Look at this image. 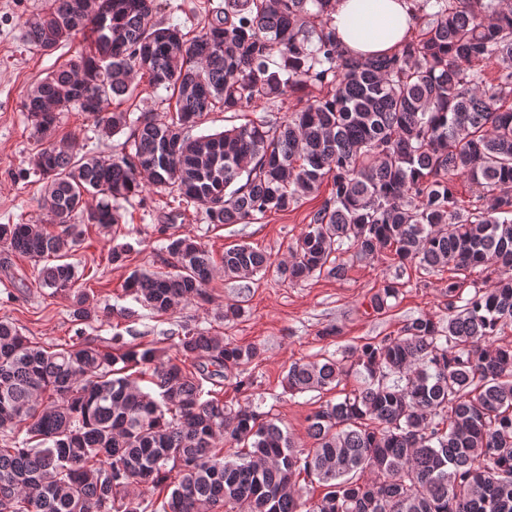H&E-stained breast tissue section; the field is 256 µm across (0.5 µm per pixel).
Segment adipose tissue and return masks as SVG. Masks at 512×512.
Returning <instances> with one entry per match:
<instances>
[{"label": "adipose tissue", "mask_w": 512, "mask_h": 512, "mask_svg": "<svg viewBox=\"0 0 512 512\" xmlns=\"http://www.w3.org/2000/svg\"><path fill=\"white\" fill-rule=\"evenodd\" d=\"M412 14L411 0H333L332 28L345 53L387 54L414 38Z\"/></svg>", "instance_id": "1"}]
</instances>
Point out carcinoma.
Listing matches in <instances>:
<instances>
[{"instance_id": "carcinoma-1", "label": "carcinoma", "mask_w": 512, "mask_h": 512, "mask_svg": "<svg viewBox=\"0 0 512 512\" xmlns=\"http://www.w3.org/2000/svg\"><path fill=\"white\" fill-rule=\"evenodd\" d=\"M84 2L47 0L23 23L44 54L79 33L89 41L25 101L44 207L61 230L0 224V247L44 262L38 284L69 302L73 321L96 316L69 262L76 219L108 229L121 202L150 188L201 204L208 224H247L332 182L276 268L284 281L343 279V248L457 272L491 261L497 277L448 280L445 320L420 316L339 358L291 364L293 394L361 379L308 415V453L278 419L204 388L252 389L244 371L256 346L181 324L174 356L119 334L104 345L79 333L50 350L0 320V512H512V348L493 345L512 324V9L412 0L415 39L361 58L336 43L332 0H224L192 38L156 19L158 0H98L96 16ZM484 63L498 66L497 83ZM142 77L172 92L169 121L109 110ZM313 86L326 94L304 97ZM282 96L301 104L286 120L190 135L217 106L241 112ZM72 107L107 137L129 129L120 158L56 144ZM461 176L479 190L472 211L454 195ZM133 250L115 243L109 260ZM161 251L167 270L129 275L132 300L158 316L208 303L216 265L205 245L169 235ZM270 267L247 244L221 258L229 279ZM398 295L388 279L370 307L383 312ZM303 475L325 487L320 499L302 500Z\"/></svg>"}]
</instances>
